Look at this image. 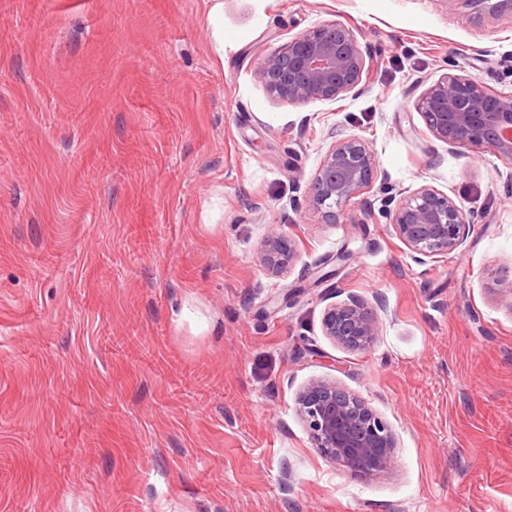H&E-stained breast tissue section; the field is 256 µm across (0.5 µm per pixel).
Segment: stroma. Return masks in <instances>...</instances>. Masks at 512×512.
Listing matches in <instances>:
<instances>
[{"instance_id": "35a3bbf8", "label": "stroma", "mask_w": 512, "mask_h": 512, "mask_svg": "<svg viewBox=\"0 0 512 512\" xmlns=\"http://www.w3.org/2000/svg\"><path fill=\"white\" fill-rule=\"evenodd\" d=\"M339 21L361 92L273 99L258 55ZM457 61L512 92V18L448 0H0V512H512V163L449 151L416 103ZM377 172L349 224L305 200L335 140ZM474 216L416 262L385 186ZM282 235L296 260H261ZM380 320L352 353L329 307ZM324 379L394 432L364 478L314 448ZM485 278L490 284L489 289L512 312V279L493 270H486Z\"/></svg>"}]
</instances>
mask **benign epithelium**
<instances>
[{"label": "benign epithelium", "mask_w": 512, "mask_h": 512, "mask_svg": "<svg viewBox=\"0 0 512 512\" xmlns=\"http://www.w3.org/2000/svg\"><path fill=\"white\" fill-rule=\"evenodd\" d=\"M461 2L479 15L512 16V0H448ZM370 51L353 31L334 21L295 35L280 50L257 58L256 73L275 98L294 104L337 100L363 89L370 75ZM431 133L452 150H494L512 162V94L493 90L466 74L446 73L418 99ZM376 163L359 138L336 140L316 170L308 211L321 224L350 223L347 207L371 188ZM395 235L421 262L449 254L463 245L473 217L444 192L423 185L410 194L397 191L386 199ZM295 257L291 240L276 236L266 242L261 258L271 272L287 268ZM489 289L512 312V279L485 272ZM325 335L352 352L371 348L378 336L377 317L365 303L351 298L328 309ZM297 410L310 438L323 455L362 477L387 470L396 440L385 421L362 398L334 382L316 380L297 397Z\"/></svg>", "instance_id": "7a95c632"}]
</instances>
